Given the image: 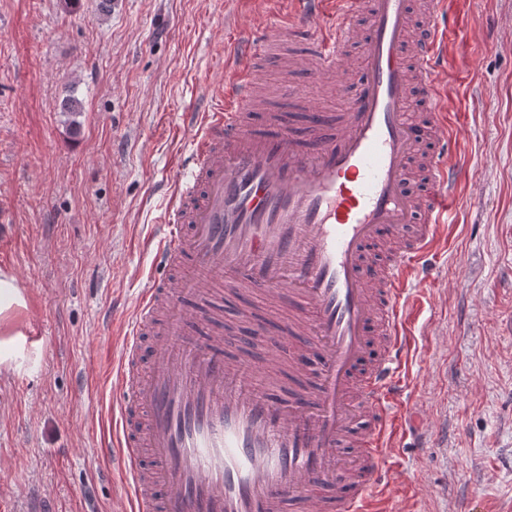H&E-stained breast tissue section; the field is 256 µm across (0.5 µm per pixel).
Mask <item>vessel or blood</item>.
I'll return each mask as SVG.
<instances>
[{"instance_id":"b4317fda","label":"vessel or blood","mask_w":512,"mask_h":512,"mask_svg":"<svg viewBox=\"0 0 512 512\" xmlns=\"http://www.w3.org/2000/svg\"><path fill=\"white\" fill-rule=\"evenodd\" d=\"M465 0H289L261 33L225 43L223 90L185 115L193 146L168 214L145 238L171 269L151 278L112 363V474L128 512H373L393 472L415 283L455 223L466 173L439 80L473 28ZM367 29H360L359 18ZM360 79L342 72L351 44ZM329 81L343 106L306 104V139L270 108L257 130L258 65L274 49ZM287 308L266 388L196 338L189 303L216 289ZM312 351L317 380L281 402L285 359Z\"/></svg>"}]
</instances>
